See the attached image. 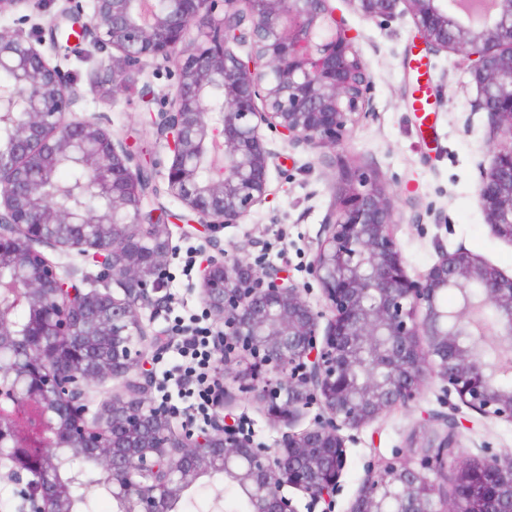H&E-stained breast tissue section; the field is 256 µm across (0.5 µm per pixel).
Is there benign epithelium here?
<instances>
[{"label": "benign epithelium", "mask_w": 512, "mask_h": 512, "mask_svg": "<svg viewBox=\"0 0 512 512\" xmlns=\"http://www.w3.org/2000/svg\"><path fill=\"white\" fill-rule=\"evenodd\" d=\"M363 19L411 16L430 54L470 58L476 105L490 122L492 160L478 196L493 233L512 243V0H341ZM79 39L110 48L100 85L117 99L146 62L181 57L169 109L153 121L172 157L168 191L217 232L241 224L270 196L274 154L263 129L321 151L344 147L349 126L370 112L372 77L334 0H66ZM197 28L200 38L190 37ZM248 47L247 55L236 52ZM17 78L13 104L0 95V468L20 479L29 512H79L94 487L116 512H173L203 476H221L248 512H332L348 468L344 431H360L414 402L427 375L481 420L512 421V385L483 343L512 350V275L464 246L407 273L384 183L340 172L312 247L309 274L328 302L274 266L224 253L199 266L201 300L213 319L217 367L259 400L287 431L275 446L227 422L224 387L212 390L204 427L150 403L127 381L148 362L140 309L168 279L167 225L142 211L150 177L105 117L71 118L82 97L23 32L0 33V69ZM72 159L87 172L73 190L79 209L55 202L50 175ZM89 258L117 285L86 289L36 246ZM461 299L448 307V292ZM23 305L27 319L12 309ZM127 383L87 420L94 384ZM318 407L313 422L296 423ZM433 439L420 462L369 465L347 512H512V451L449 460L458 422L427 416Z\"/></svg>", "instance_id": "benign-epithelium-1"}]
</instances>
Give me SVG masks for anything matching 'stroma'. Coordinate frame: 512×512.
Instances as JSON below:
<instances>
[{
  "label": "stroma",
  "instance_id": "1",
  "mask_svg": "<svg viewBox=\"0 0 512 512\" xmlns=\"http://www.w3.org/2000/svg\"><path fill=\"white\" fill-rule=\"evenodd\" d=\"M64 5V0H27L24 7L0 17V32L20 29L41 38L45 55L55 56L82 92L75 107L77 116L104 114L106 130L125 141L138 161L152 163L154 181L142 199V209L168 216L172 251L167 258L169 278L154 294L153 304L142 311L149 331L160 336L159 351L150 365L149 396L155 404L191 418L195 426L206 425V418L193 408L194 397L180 392L175 384L186 360L174 327L193 318L205 327L213 325L200 299L198 268L186 263L188 255L202 257L209 247L204 239L181 230L179 217L185 208L167 190L171 157L158 143L152 125L153 114L165 110L176 90L179 60L149 62L136 74L129 93L114 102L104 99L99 93L104 73L96 63L82 61L73 51L57 54L52 50L50 27ZM342 15L359 34V51L372 76L373 117L350 128L337 154L294 146L266 133L274 154L272 194L244 223L227 225L219 232L221 248L246 249L251 262L287 267L297 282H308L311 246L331 204V188L338 176L336 159L342 156L386 183L400 220L396 236L409 274L429 268L440 250L462 245L512 275V243L493 235L478 204L481 167L492 159L489 125L486 113L474 107L477 88L463 56L454 52L427 56L431 105L425 112L413 110L419 75L411 17L382 26L362 21L347 8ZM441 387L437 378H429L409 407L394 409L356 433L347 445L349 466L341 479L335 512H347L373 457L420 461L432 434L425 417L443 408ZM228 409L257 441L271 446L281 437L283 425L268 419L255 399L234 396ZM455 416L461 423L457 459L481 447L493 453L512 450V422L481 420L464 408Z\"/></svg>",
  "mask_w": 512,
  "mask_h": 512
}]
</instances>
